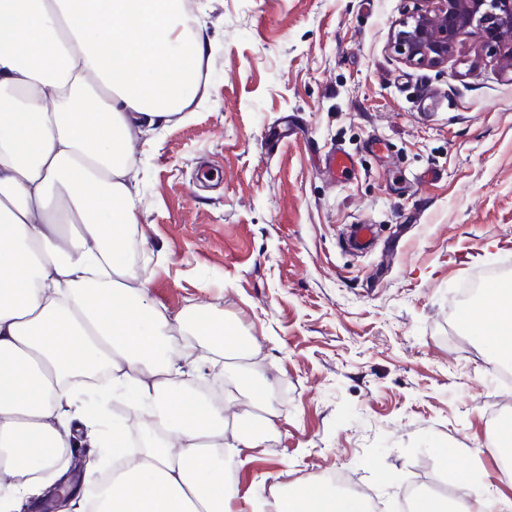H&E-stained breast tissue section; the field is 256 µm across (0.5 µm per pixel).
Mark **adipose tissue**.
<instances>
[{
  "instance_id": "obj_1",
  "label": "adipose tissue",
  "mask_w": 512,
  "mask_h": 512,
  "mask_svg": "<svg viewBox=\"0 0 512 512\" xmlns=\"http://www.w3.org/2000/svg\"><path fill=\"white\" fill-rule=\"evenodd\" d=\"M184 0H0V512H19L66 471L85 426L65 410L72 378L106 370L111 391L149 413L123 469L84 479L81 512H234L226 479L277 428L266 382L242 412L186 391L199 345L255 350L193 310L166 313L123 256L138 222L127 145L192 103L205 60ZM483 344L512 360V302L485 312ZM184 336L176 344V336ZM273 512H368L359 498L302 481Z\"/></svg>"
}]
</instances>
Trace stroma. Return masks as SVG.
I'll use <instances>...</instances> for the list:
<instances>
[{
  "label": "stroma",
  "mask_w": 512,
  "mask_h": 512,
  "mask_svg": "<svg viewBox=\"0 0 512 512\" xmlns=\"http://www.w3.org/2000/svg\"><path fill=\"white\" fill-rule=\"evenodd\" d=\"M424 0H195L211 43L181 121L136 141L127 260L170 314L216 304L256 339L213 380L272 385L277 431L235 473L241 506L347 472L377 512L473 472L512 499L488 445L512 423V362L474 335L459 286L512 265V82L476 58L403 61L394 26ZM291 127L283 142L272 132ZM355 159L333 181L331 148ZM435 172L434 181H422ZM350 224H374L368 252Z\"/></svg>",
  "instance_id": "stroma-1"
}]
</instances>
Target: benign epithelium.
<instances>
[{
    "instance_id": "1",
    "label": "benign epithelium",
    "mask_w": 512,
    "mask_h": 512,
    "mask_svg": "<svg viewBox=\"0 0 512 512\" xmlns=\"http://www.w3.org/2000/svg\"><path fill=\"white\" fill-rule=\"evenodd\" d=\"M475 32L480 34V51L496 60L503 73L512 75V0H427L426 8L399 23L393 49L409 64L440 67ZM89 461L82 449H74L67 480L49 488L36 503L39 512H56L69 501Z\"/></svg>"
}]
</instances>
